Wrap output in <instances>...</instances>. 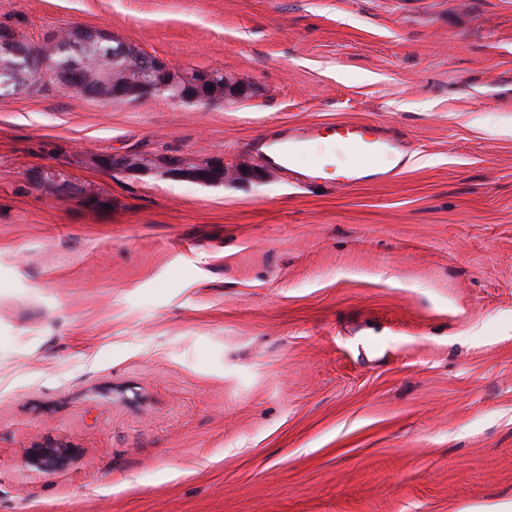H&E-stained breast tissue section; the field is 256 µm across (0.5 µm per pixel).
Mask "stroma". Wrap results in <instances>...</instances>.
<instances>
[{
  "mask_svg": "<svg viewBox=\"0 0 512 512\" xmlns=\"http://www.w3.org/2000/svg\"><path fill=\"white\" fill-rule=\"evenodd\" d=\"M0 26L250 89L0 97V512L512 503V0H0ZM331 123L403 140L398 174L299 187L249 148ZM168 173L173 176H189L193 179L208 182L224 174V165L208 163L199 168L191 169L187 162L180 157H171L166 161ZM68 454L67 448L39 447L29 454L34 465L47 471L58 469Z\"/></svg>",
  "mask_w": 512,
  "mask_h": 512,
  "instance_id": "stroma-1",
  "label": "stroma"
}]
</instances>
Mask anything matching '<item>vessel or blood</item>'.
<instances>
[{
    "label": "vessel or blood",
    "mask_w": 512,
    "mask_h": 512,
    "mask_svg": "<svg viewBox=\"0 0 512 512\" xmlns=\"http://www.w3.org/2000/svg\"><path fill=\"white\" fill-rule=\"evenodd\" d=\"M328 136L343 142L350 164L341 174L342 186L361 179L363 164L372 159L378 162L377 179L392 178L400 167L398 154L404 151L403 142L378 129L363 125H330L326 129L303 128L287 135L262 140L260 146L265 157L281 168H294L300 155L308 152L311 140Z\"/></svg>",
    "instance_id": "b4317fda"
}]
</instances>
